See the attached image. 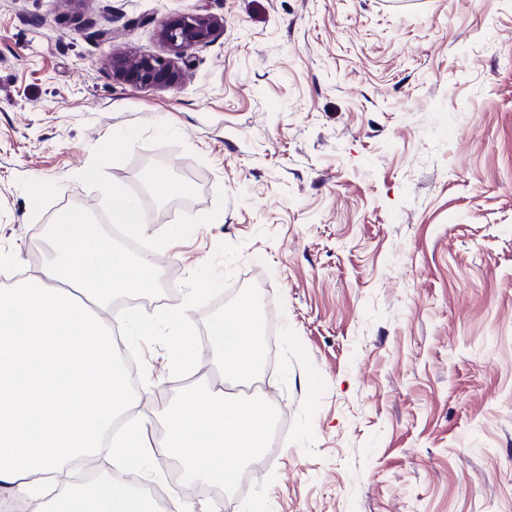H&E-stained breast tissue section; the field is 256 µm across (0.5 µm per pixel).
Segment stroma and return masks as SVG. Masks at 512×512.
I'll use <instances>...</instances> for the list:
<instances>
[{"instance_id":"stroma-1","label":"stroma","mask_w":512,"mask_h":512,"mask_svg":"<svg viewBox=\"0 0 512 512\" xmlns=\"http://www.w3.org/2000/svg\"><path fill=\"white\" fill-rule=\"evenodd\" d=\"M224 20L163 89L113 79L161 21ZM107 30L109 39L98 38ZM175 190L142 195L145 171ZM122 183L148 219L105 224ZM74 206L156 256L143 313L199 349L243 296L265 362L229 388L273 425L212 512H512V0H0V263L38 275ZM118 334L137 403L210 377Z\"/></svg>"}]
</instances>
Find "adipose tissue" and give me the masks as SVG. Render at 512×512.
Returning <instances> with one entry per match:
<instances>
[{
	"label": "adipose tissue",
	"instance_id": "ef3b65f1",
	"mask_svg": "<svg viewBox=\"0 0 512 512\" xmlns=\"http://www.w3.org/2000/svg\"><path fill=\"white\" fill-rule=\"evenodd\" d=\"M45 242L39 275L0 289V512H155L141 491L70 482L73 462L104 450L121 468L173 457L185 478L233 488L270 434L265 403L223 390L262 363L251 300L210 326L206 362L220 384L186 388L177 406L135 415L106 320L114 300L152 287L154 260L98 239L81 208L48 226Z\"/></svg>",
	"mask_w": 512,
	"mask_h": 512
}]
</instances>
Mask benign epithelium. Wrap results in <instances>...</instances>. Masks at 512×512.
<instances>
[{
	"mask_svg": "<svg viewBox=\"0 0 512 512\" xmlns=\"http://www.w3.org/2000/svg\"><path fill=\"white\" fill-rule=\"evenodd\" d=\"M222 27L224 19L207 13L169 17L159 24L157 31L163 53L134 55L114 52L111 57L112 77L137 88L169 87L180 78L179 62L193 49L208 43Z\"/></svg>",
	"mask_w": 512,
	"mask_h": 512,
	"instance_id": "1",
	"label": "benign epithelium"
}]
</instances>
